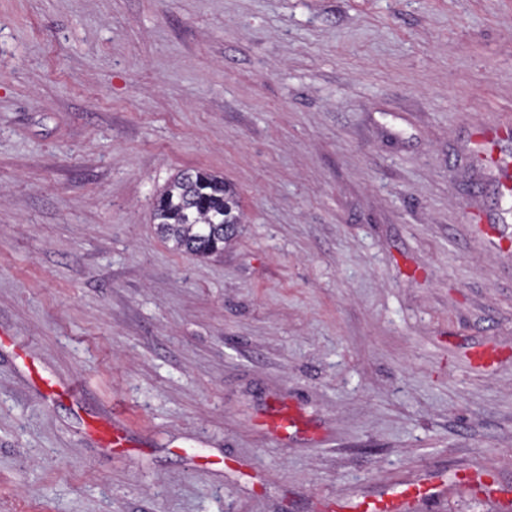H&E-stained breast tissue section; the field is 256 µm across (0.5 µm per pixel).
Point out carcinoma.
I'll return each instance as SVG.
<instances>
[{
	"label": "carcinoma",
	"instance_id": "obj_1",
	"mask_svg": "<svg viewBox=\"0 0 512 512\" xmlns=\"http://www.w3.org/2000/svg\"><path fill=\"white\" fill-rule=\"evenodd\" d=\"M224 179L197 170L177 174L159 193L154 221L174 250L206 259L224 253L239 217Z\"/></svg>",
	"mask_w": 512,
	"mask_h": 512
}]
</instances>
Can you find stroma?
I'll list each match as a JSON object with an SVG mask.
<instances>
[{"label": "stroma", "instance_id": "stroma-1", "mask_svg": "<svg viewBox=\"0 0 512 512\" xmlns=\"http://www.w3.org/2000/svg\"><path fill=\"white\" fill-rule=\"evenodd\" d=\"M508 120L512 0H0V512H512ZM236 203L224 179L197 170L177 174L159 193L154 221L174 250L206 259L224 253L238 230ZM447 492V485L440 481L438 485H424L412 491L409 488H393L386 498L381 497L375 500H351L344 509L352 512H400L404 505L410 501L417 502L420 507L427 505L430 501L444 496Z\"/></svg>", "mask_w": 512, "mask_h": 512}]
</instances>
